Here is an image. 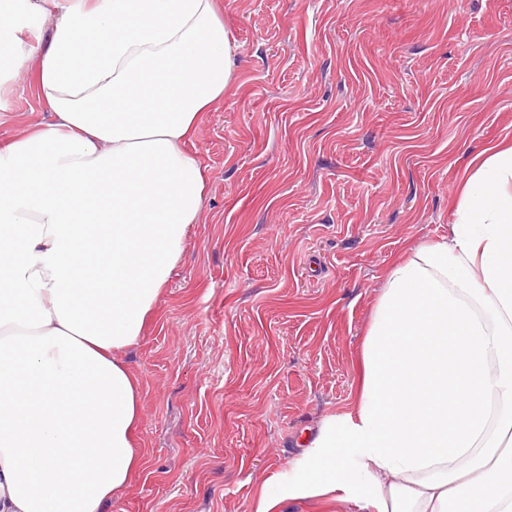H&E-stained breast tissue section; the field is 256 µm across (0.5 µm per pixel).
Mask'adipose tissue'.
Wrapping results in <instances>:
<instances>
[{
  "label": "adipose tissue",
  "instance_id": "obj_1",
  "mask_svg": "<svg viewBox=\"0 0 512 512\" xmlns=\"http://www.w3.org/2000/svg\"><path fill=\"white\" fill-rule=\"evenodd\" d=\"M236 60L220 0H0V512H105L144 462L119 353L198 223L186 144ZM512 512V141L463 180L447 238L385 278L350 409L251 512ZM48 117L35 97L34 84L28 76L23 77L13 87L12 94L0 103V138L18 135Z\"/></svg>",
  "mask_w": 512,
  "mask_h": 512
}]
</instances>
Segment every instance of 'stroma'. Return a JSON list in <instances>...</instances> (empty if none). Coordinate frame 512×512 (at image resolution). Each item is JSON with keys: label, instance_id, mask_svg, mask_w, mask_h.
Returning a JSON list of instances; mask_svg holds the SVG:
<instances>
[{"label": "stroma", "instance_id": "stroma-1", "mask_svg": "<svg viewBox=\"0 0 512 512\" xmlns=\"http://www.w3.org/2000/svg\"><path fill=\"white\" fill-rule=\"evenodd\" d=\"M237 72L189 145L198 224L144 336L139 474L108 512H251L346 408L390 266L512 140V0H223ZM21 78L0 138L47 120Z\"/></svg>", "mask_w": 512, "mask_h": 512}]
</instances>
